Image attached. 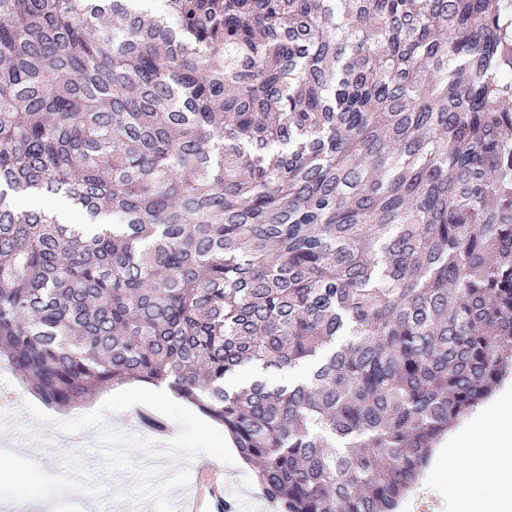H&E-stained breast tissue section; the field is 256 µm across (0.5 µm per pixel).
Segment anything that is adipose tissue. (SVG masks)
<instances>
[{"mask_svg":"<svg viewBox=\"0 0 512 512\" xmlns=\"http://www.w3.org/2000/svg\"><path fill=\"white\" fill-rule=\"evenodd\" d=\"M512 430V387L467 432L441 446L433 473L447 472L448 495L460 512H512V458L502 459L499 434Z\"/></svg>","mask_w":512,"mask_h":512,"instance_id":"1","label":"adipose tissue"}]
</instances>
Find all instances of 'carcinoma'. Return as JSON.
<instances>
[{
	"instance_id": "carcinoma-1",
	"label": "carcinoma",
	"mask_w": 512,
	"mask_h": 512,
	"mask_svg": "<svg viewBox=\"0 0 512 512\" xmlns=\"http://www.w3.org/2000/svg\"><path fill=\"white\" fill-rule=\"evenodd\" d=\"M141 2L0 0V357L167 384L280 512H394L512 374L507 4Z\"/></svg>"
}]
</instances>
